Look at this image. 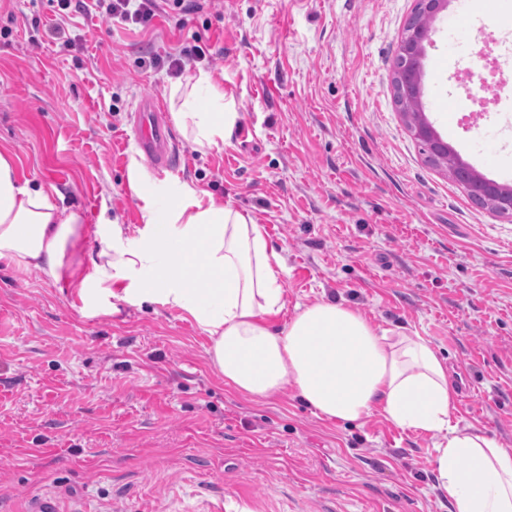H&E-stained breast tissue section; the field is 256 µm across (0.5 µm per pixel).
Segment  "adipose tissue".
<instances>
[{"mask_svg": "<svg viewBox=\"0 0 512 512\" xmlns=\"http://www.w3.org/2000/svg\"><path fill=\"white\" fill-rule=\"evenodd\" d=\"M210 82L202 72L170 90L177 125L203 152L238 119L200 106ZM131 188L142 227L108 225L91 269L70 268L64 259L81 238L82 214L55 204L54 187L20 177L14 153L0 147V262L70 282L87 302L118 285L137 302L179 309L208 333V359L226 386L257 399L290 387L334 423L377 412L400 429L431 433L437 487L453 512H512V448L461 424L447 360L429 341L323 300L272 327L268 317L285 307L282 258L250 214L184 183L163 200L139 177Z\"/></svg>", "mask_w": 512, "mask_h": 512, "instance_id": "1", "label": "adipose tissue"}]
</instances>
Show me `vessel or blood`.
<instances>
[{"label":"vessel or blood","mask_w":512,"mask_h":512,"mask_svg":"<svg viewBox=\"0 0 512 512\" xmlns=\"http://www.w3.org/2000/svg\"><path fill=\"white\" fill-rule=\"evenodd\" d=\"M130 119L136 133V147L150 169L159 176L175 170L183 149L157 100L150 95L142 96Z\"/></svg>","instance_id":"obj_1"}]
</instances>
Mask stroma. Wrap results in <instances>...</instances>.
<instances>
[{
  "label": "stroma",
  "mask_w": 512,
  "mask_h": 512,
  "mask_svg": "<svg viewBox=\"0 0 512 512\" xmlns=\"http://www.w3.org/2000/svg\"><path fill=\"white\" fill-rule=\"evenodd\" d=\"M146 26L74 15L49 39L54 0H0V146L24 177L84 216L66 262L90 269L108 224L141 225L134 101L210 75L238 113L218 148L184 141L185 183L261 224L283 259L282 326L298 304L339 302L448 359L459 416L512 448V216L472 202L427 161L395 102L399 42L416 0H197ZM512 0H450L431 27L422 102L479 173L512 185ZM200 35L207 61L154 68ZM500 102L479 112L480 81ZM0 265V512L55 496L60 512H451L432 434L373 414L316 416L293 391L250 399L210 365L180 310L114 300Z\"/></svg>",
  "instance_id": "35a3bbf8"
}]
</instances>
